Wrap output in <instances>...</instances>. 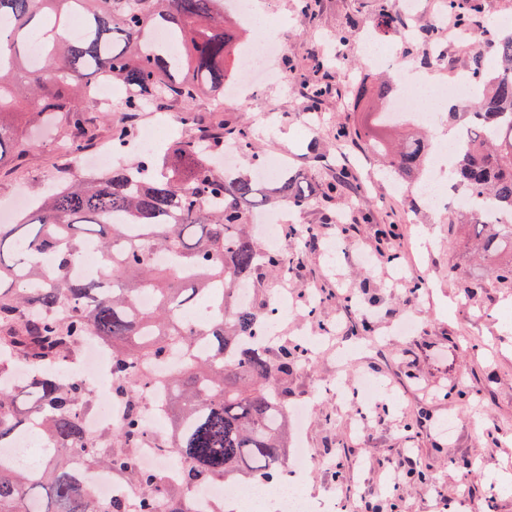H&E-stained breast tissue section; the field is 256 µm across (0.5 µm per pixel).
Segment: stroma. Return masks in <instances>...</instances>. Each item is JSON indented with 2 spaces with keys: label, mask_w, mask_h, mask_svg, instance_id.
<instances>
[{
  "label": "stroma",
  "mask_w": 512,
  "mask_h": 512,
  "mask_svg": "<svg viewBox=\"0 0 512 512\" xmlns=\"http://www.w3.org/2000/svg\"><path fill=\"white\" fill-rule=\"evenodd\" d=\"M272 8L289 20L279 34L296 64H309L314 53L334 61L330 40L345 30L347 57L333 71L344 93L364 70L356 53L363 32L387 43L397 36L378 27L377 0H322L312 22L298 0H272ZM191 109L204 125L221 121L249 130L256 154L240 156L241 172L253 171L256 157L280 155L317 190L342 168L355 177L353 190L331 200L317 193L296 209L295 233L282 240L288 274L261 272L251 292L256 306L271 302L284 284L299 296L311 289L322 296L315 311L288 315L278 337L282 344L303 336L333 339L287 381L289 407L312 405L300 431L315 463L303 476L304 491L348 503L363 499L369 512H388L393 497L405 512H512V490H502L498 479L512 475V288L499 287L466 251L472 227L459 223L454 206L420 205L417 190L393 186V174L370 149L386 131L383 102L351 107L331 100L313 111L302 92L278 83L234 101L216 89ZM8 120L33 148L23 162L0 169V203L21 189L38 196L49 187L69 133L59 121L30 124L21 112ZM309 225L326 249L300 247L296 232ZM366 255L372 264L363 263ZM476 281L482 289L469 293ZM363 320L372 343L344 359L350 329ZM339 373L368 376L382 393L365 408L355 394L325 392V382ZM450 417L457 424L452 439L441 430ZM405 455L426 481L395 476Z\"/></svg>",
  "instance_id": "obj_1"
}]
</instances>
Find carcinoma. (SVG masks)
<instances>
[{
    "instance_id": "obj_1",
    "label": "carcinoma",
    "mask_w": 512,
    "mask_h": 512,
    "mask_svg": "<svg viewBox=\"0 0 512 512\" xmlns=\"http://www.w3.org/2000/svg\"><path fill=\"white\" fill-rule=\"evenodd\" d=\"M224 0H0V164L20 161L28 138L4 122L22 108L35 119L64 104L75 158L92 140L83 100L90 84L111 81L127 90L128 116L153 103L179 106L194 122L197 96L224 85L235 36L224 27ZM462 31L478 28L469 0H448ZM43 47L39 65L29 44ZM314 109L334 87L324 63L306 75ZM470 74L481 94L465 104L467 140L452 166L456 183L476 199L494 201L512 216V31L476 46ZM253 148L244 128L201 127L179 140L176 161L143 158L109 174L68 179L29 210L23 224H0V448L30 429L47 448L38 465L0 456V512H191L192 489L222 481L275 482L285 475L288 402L283 380L306 359L293 343L273 355L264 339L270 305L239 302V291L264 268L283 272L288 254L263 252L253 213L275 202L304 206L313 186L283 172L271 187L218 166L220 144ZM371 146L400 180L422 173L426 145L410 136ZM461 223L478 227L474 251L494 280L512 288V224L474 209ZM94 242L107 266L104 279L74 280L70 269ZM165 253L166 266L153 260ZM157 301L143 309L138 293ZM215 304L206 326L180 313ZM90 336L112 343V392L124 406L121 423L96 435L80 427L94 398L78 378L57 366L80 352ZM167 366L170 431L162 436L182 465V483L163 485L144 468L138 448L146 434L145 407L133 393V364ZM103 468L126 494L103 505L79 476L71 453Z\"/></svg>"
}]
</instances>
